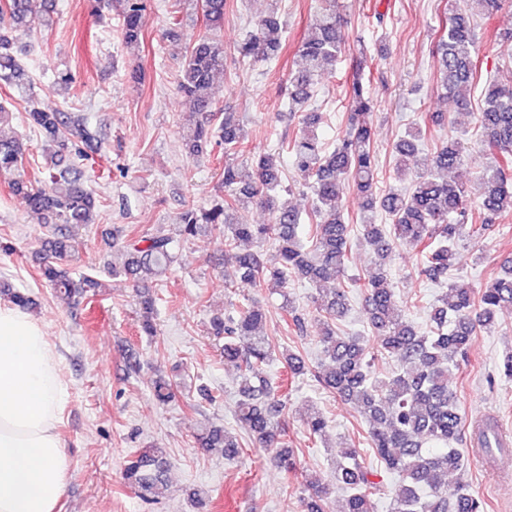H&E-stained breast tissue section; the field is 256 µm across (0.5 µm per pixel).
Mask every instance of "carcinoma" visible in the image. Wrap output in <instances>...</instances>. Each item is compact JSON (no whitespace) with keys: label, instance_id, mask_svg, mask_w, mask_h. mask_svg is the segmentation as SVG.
Returning a JSON list of instances; mask_svg holds the SVG:
<instances>
[{"label":"carcinoma","instance_id":"carcinoma-1","mask_svg":"<svg viewBox=\"0 0 512 512\" xmlns=\"http://www.w3.org/2000/svg\"><path fill=\"white\" fill-rule=\"evenodd\" d=\"M270 11L249 23L237 46L242 60L272 61L282 49V27L278 18L280 0H269ZM320 8L298 52L302 70L288 81L287 112L300 113L302 131L289 139L281 151L291 157L302 182L311 190V208L305 215L276 194L281 165L280 154L259 156L246 170L231 162L245 152L247 131L236 113L219 105L215 75L224 70V28L227 0H192L193 21H202L185 54L177 91L192 104L193 123L182 130L188 153L204 156L213 146H224V169L219 188L222 202L209 208L187 203L169 232L126 235L112 226V239L123 240L124 262L112 265V275L138 278L143 271L165 272L176 258L180 243L196 236L204 225L219 230L221 256H232L242 282L252 288L270 284L284 286L290 279L314 285L330 283L314 297L313 325L321 361L306 364L296 353H285L286 378L272 387L265 366L273 360L266 337L257 333L265 320L264 309L253 304L240 306L235 315H217L208 333L224 342V360L238 371V400L234 418L273 462L289 472L294 450L288 441V384L311 374L325 389L360 408L368 427V444L383 470L394 476L386 485L378 471L366 462L359 449L347 442L337 450L331 479L306 481L308 512H322L320 501L335 486L346 494L344 512H373V496L389 493L391 512H485V502L462 482L450 484L447 476L462 470L463 454L457 445L463 430V415L453 379L465 362L478 331L490 326L499 310L512 306V258L501 261L502 274L477 290L457 280H448L456 259L457 243L465 228L479 235L503 214H512V87L489 80L484 85L483 107L477 113L476 130L489 148L497 152L494 163L480 178L477 206L483 214L473 223L470 196L466 189L448 181V172L464 161L465 147L459 139L436 147L425 172L404 191L379 194L377 156L372 139L370 115L375 103L362 79H353L345 132L332 148L315 134L322 122L320 112H299L312 97L321 75L331 70L345 48L336 0H317ZM145 0H125L120 35L127 44H137L143 35ZM48 9L38 0H0V23L14 31H26L43 20ZM478 35L472 16L462 8L451 17L435 42L440 72V89L460 112L471 111V91L480 82L475 50ZM25 69L13 51L11 40L0 34V81L26 91ZM28 124L43 134L51 167L48 183L35 186L18 177L9 188L26 197L29 208L51 229L44 244L50 256L40 263L39 275L54 295L67 304L77 303L97 287L88 276L74 277L62 260L70 253L68 229L96 222V198L78 171L85 156L83 146L98 140V131L82 118L72 119L59 111L36 107L27 112ZM422 134L408 130L393 147L397 169L418 165ZM23 144L12 137H0V173L22 167ZM363 196L360 240L375 254L372 275L365 279L346 277L350 227L341 200L348 190ZM256 204L272 215L270 224H239L235 213ZM389 220L377 222L378 215ZM304 224L310 225L309 243L300 237ZM268 244L275 250L270 261L260 252H240L242 243ZM418 250V273L447 290L429 306V325L424 332L407 321L390 279L389 266L397 243ZM361 294L367 325L376 340L377 355L391 358L400 368L379 376L372 370L373 359L364 336L339 331L351 298ZM0 296L29 309L34 300L0 280ZM141 330L151 336L155 330V298L144 290L139 298ZM281 309L298 333L307 331L308 319L285 300ZM154 398L166 403L175 397L170 381L161 376L154 382ZM327 421L316 408L306 416L308 438L326 441ZM201 448H219L224 458L234 460L243 444L222 427H213L197 437ZM167 460L162 448H147L123 471L124 483L145 503H153L166 487Z\"/></svg>","mask_w":512,"mask_h":512}]
</instances>
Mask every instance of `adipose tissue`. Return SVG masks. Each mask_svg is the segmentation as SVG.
I'll use <instances>...</instances> for the list:
<instances>
[{"instance_id":"obj_1","label":"adipose tissue","mask_w":512,"mask_h":512,"mask_svg":"<svg viewBox=\"0 0 512 512\" xmlns=\"http://www.w3.org/2000/svg\"><path fill=\"white\" fill-rule=\"evenodd\" d=\"M66 398L57 352L26 311L0 304V512H55L70 460L57 433Z\"/></svg>"}]
</instances>
